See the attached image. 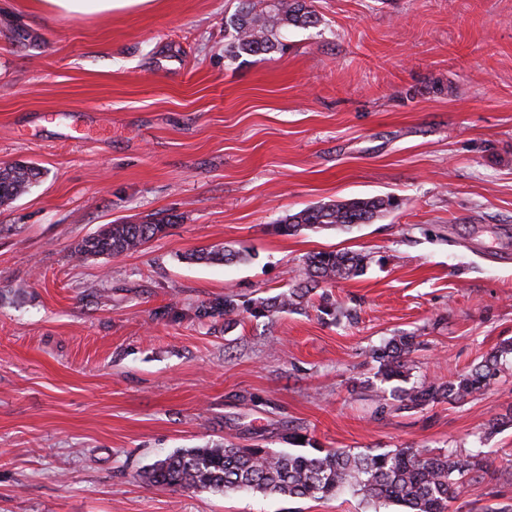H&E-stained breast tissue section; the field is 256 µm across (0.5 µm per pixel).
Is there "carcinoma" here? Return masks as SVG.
Masks as SVG:
<instances>
[{
    "label": "carcinoma",
    "mask_w": 512,
    "mask_h": 512,
    "mask_svg": "<svg viewBox=\"0 0 512 512\" xmlns=\"http://www.w3.org/2000/svg\"><path fill=\"white\" fill-rule=\"evenodd\" d=\"M319 22L307 0H268L256 10L253 0H240L231 20L232 41L228 52L265 55L281 45L282 32L290 27L306 28ZM40 171L21 163L0 165V205L28 193L38 182ZM400 206L392 196L351 198L341 202L305 207L288 215L280 224L292 235L303 229L337 227L350 230L369 224ZM171 220L162 217L144 224H113L98 235L77 244L74 254L87 259L135 252L162 235ZM245 252L224 247L200 250L189 260L233 263ZM306 279L271 297L241 302L226 295L199 311L201 317H222L228 328L243 315L273 317L307 301L323 283L347 280L364 273L366 255L354 251H319L305 261ZM415 337L396 336L373 350L376 375L391 387L390 398L401 409H415L435 402H459L485 388L499 373L500 358L512 352V342L487 354L462 374L444 382H420L409 387L407 362ZM494 460L480 453L462 457L453 448L432 454L420 448H395L351 452L312 447L298 452L269 448H244L233 444L180 449L143 470L142 480L152 486L196 488L213 492L249 491L288 497L328 499L349 490L369 504L395 503L406 512H449L450 503L462 498L467 476H492Z\"/></svg>",
    "instance_id": "cac0c4a2"
}]
</instances>
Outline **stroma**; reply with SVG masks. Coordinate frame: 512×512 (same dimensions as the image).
<instances>
[{"label": "stroma", "mask_w": 512, "mask_h": 512, "mask_svg": "<svg viewBox=\"0 0 512 512\" xmlns=\"http://www.w3.org/2000/svg\"><path fill=\"white\" fill-rule=\"evenodd\" d=\"M239 0H154L86 18L0 0V164L41 178L0 205V512H398L161 488L185 448L260 444L484 452L496 475L450 512H512V354L457 403L380 407L370 353L413 335L414 382L512 341V0H311L284 50L229 57ZM29 35L14 40L16 30ZM395 196L349 231H277L314 203ZM170 217L117 257L110 224ZM232 263L188 261L213 245ZM323 250L363 275L225 329L203 304L269 297ZM172 221L162 217L144 224H111L98 235L82 239L74 254L87 259L135 252L155 237L165 234Z\"/></svg>", "instance_id": "35a3bbf8"}]
</instances>
